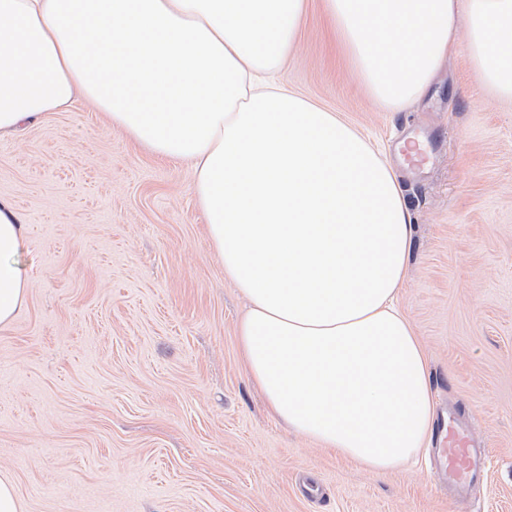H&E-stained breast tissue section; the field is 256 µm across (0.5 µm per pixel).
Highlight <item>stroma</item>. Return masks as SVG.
<instances>
[{"mask_svg": "<svg viewBox=\"0 0 512 512\" xmlns=\"http://www.w3.org/2000/svg\"><path fill=\"white\" fill-rule=\"evenodd\" d=\"M393 167L415 224L400 307L426 345L437 412L490 449L451 498L415 462L374 474L272 418L243 366L246 299L224 275L192 168L83 103L0 139V196L27 226L26 305L0 328V474L24 512H512V107L465 50L409 111L377 106L306 14L280 72Z\"/></svg>", "mask_w": 512, "mask_h": 512, "instance_id": "stroma-1", "label": "stroma"}]
</instances>
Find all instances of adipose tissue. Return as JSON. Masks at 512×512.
<instances>
[{
    "label": "adipose tissue",
    "instance_id": "ef3b65f1",
    "mask_svg": "<svg viewBox=\"0 0 512 512\" xmlns=\"http://www.w3.org/2000/svg\"><path fill=\"white\" fill-rule=\"evenodd\" d=\"M305 0H0V136L84 100L191 161L239 350L269 412L381 473L417 458L435 407L395 303L414 224L394 169L277 79ZM376 105L417 102L456 51L512 102V0H325ZM26 226L0 197V328L27 300Z\"/></svg>",
    "mask_w": 512,
    "mask_h": 512
}]
</instances>
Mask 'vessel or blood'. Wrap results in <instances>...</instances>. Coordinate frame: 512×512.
Returning a JSON list of instances; mask_svg holds the SVG:
<instances>
[{
	"mask_svg": "<svg viewBox=\"0 0 512 512\" xmlns=\"http://www.w3.org/2000/svg\"><path fill=\"white\" fill-rule=\"evenodd\" d=\"M439 437L442 448L437 481L453 486L457 492H467L484 476L486 450L452 419L441 424Z\"/></svg>",
	"mask_w": 512,
	"mask_h": 512,
	"instance_id": "b4317fda",
	"label": "vessel or blood"
}]
</instances>
